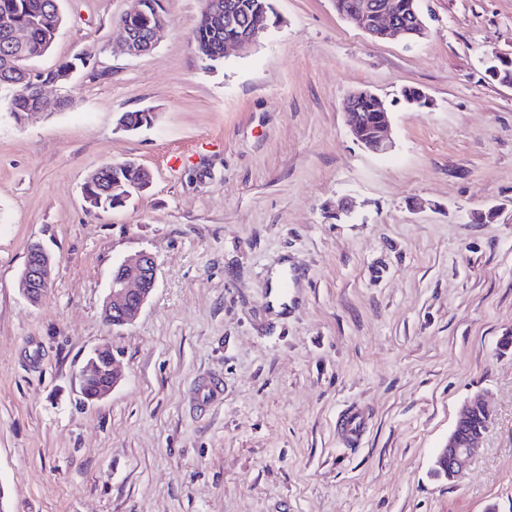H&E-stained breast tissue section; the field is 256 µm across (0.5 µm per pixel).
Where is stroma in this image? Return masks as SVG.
Segmentation results:
<instances>
[{
  "mask_svg": "<svg viewBox=\"0 0 512 512\" xmlns=\"http://www.w3.org/2000/svg\"><path fill=\"white\" fill-rule=\"evenodd\" d=\"M334 2L272 0L278 24L215 63L192 42L204 0H164L140 57L116 43L131 0H60L34 67L89 69L19 123L0 90V512H512V86L486 74L512 55V0H421L418 42L371 39ZM359 90L391 107L387 154L348 131ZM141 109L150 127L117 130ZM125 160L150 187L90 215L86 175ZM35 242L58 262L37 306L18 288ZM142 251L154 291L112 327V272ZM98 347L120 380L87 402ZM211 376L224 397L202 409ZM478 393L493 416L470 465L433 476ZM352 407L356 448L336 436Z\"/></svg>",
  "mask_w": 512,
  "mask_h": 512,
  "instance_id": "obj_1",
  "label": "stroma"
}]
</instances>
